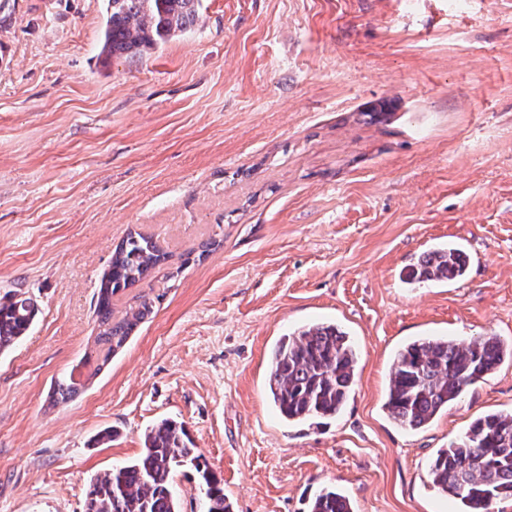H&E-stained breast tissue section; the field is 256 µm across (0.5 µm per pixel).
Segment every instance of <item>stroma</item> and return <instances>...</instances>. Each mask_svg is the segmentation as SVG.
<instances>
[{
    "label": "stroma",
    "mask_w": 512,
    "mask_h": 512,
    "mask_svg": "<svg viewBox=\"0 0 512 512\" xmlns=\"http://www.w3.org/2000/svg\"><path fill=\"white\" fill-rule=\"evenodd\" d=\"M201 3L193 31L104 66L103 0H0V302L39 310L0 352V512H84L166 418L233 512H308L329 484L354 512H459L429 464L512 410V361L421 430L384 402L413 339L512 342V0ZM133 230L170 258L114 297L113 319L153 313L101 367L97 285ZM448 243L463 278L404 282ZM319 321L349 333L356 384L335 418L291 425L268 351ZM172 487L203 512L193 466Z\"/></svg>",
    "instance_id": "1"
}]
</instances>
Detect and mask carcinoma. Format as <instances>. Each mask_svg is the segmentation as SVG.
<instances>
[{
	"instance_id": "1",
	"label": "carcinoma",
	"mask_w": 512,
	"mask_h": 512,
	"mask_svg": "<svg viewBox=\"0 0 512 512\" xmlns=\"http://www.w3.org/2000/svg\"><path fill=\"white\" fill-rule=\"evenodd\" d=\"M105 22L100 55L140 58L201 20L200 0H104ZM151 235L133 231L112 251L107 273L97 289L96 313L104 329L98 343L106 346L103 362L123 348L135 327L151 313L143 299L138 308L112 320V297L142 282L167 260ZM466 258L454 248L433 250L411 268V282L452 280L466 272ZM38 309L31 299L14 295L0 303V351L16 343L32 326ZM512 360V343L492 334L460 344L443 336H427L399 349L391 366L384 403L400 426L419 430L448 410V405L492 375L505 359ZM357 351L340 326L322 322L303 326L281 337L271 351L267 390L282 417L302 423L332 418L349 398ZM80 383L69 378L51 394L63 403ZM192 465L206 486L205 512H232L224 482L201 462V455L184 427L163 419L144 433L140 455L96 475L85 501V512H179L170 480L174 470ZM437 491L463 505L461 512H491L494 502L512 499V411L475 419L465 435L438 450L428 472ZM309 512H353L349 498L334 486L321 488Z\"/></svg>"
}]
</instances>
